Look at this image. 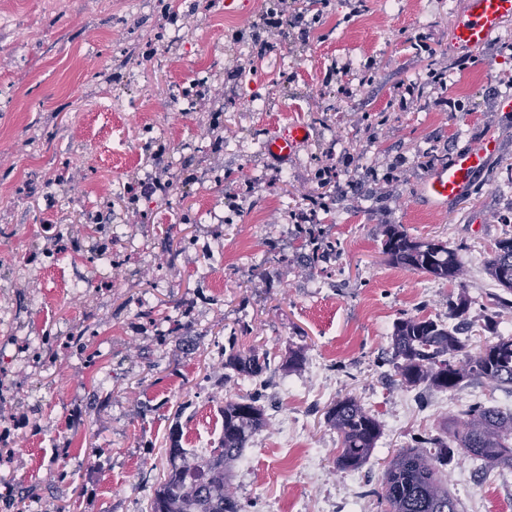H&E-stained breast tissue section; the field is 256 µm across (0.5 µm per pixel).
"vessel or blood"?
I'll use <instances>...</instances> for the list:
<instances>
[{
  "label": "vessel or blood",
  "mask_w": 512,
  "mask_h": 512,
  "mask_svg": "<svg viewBox=\"0 0 512 512\" xmlns=\"http://www.w3.org/2000/svg\"><path fill=\"white\" fill-rule=\"evenodd\" d=\"M511 18L512 0H467L465 8L454 18L452 43L463 51L482 47ZM308 137L306 127L291 125L270 137L265 150L269 158L284 163ZM497 150L496 140L489 138L480 146L456 152L447 164L426 178L421 188L423 199L432 209H445L467 191L475 174Z\"/></svg>",
  "instance_id": "1"
}]
</instances>
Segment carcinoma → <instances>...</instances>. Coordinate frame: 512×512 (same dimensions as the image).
<instances>
[{
    "label": "carcinoma",
    "mask_w": 512,
    "mask_h": 512,
    "mask_svg": "<svg viewBox=\"0 0 512 512\" xmlns=\"http://www.w3.org/2000/svg\"><path fill=\"white\" fill-rule=\"evenodd\" d=\"M383 254L393 265L450 283H461L464 274L462 258L448 243L413 238L397 224L384 240ZM484 269L502 288V293L493 295V304L512 307V300L507 299L512 294L511 235L495 243ZM470 307L464 295L450 306L448 317L458 320L453 327L429 317L408 316L396 322L388 362L402 385L448 390L469 379L512 387V337L499 334L490 319L485 331L493 339L474 346L461 338ZM271 362L268 353L259 356L231 349L224 368L254 381L271 370ZM221 413L224 421L218 444L194 470L176 463L183 449L178 440H172L171 468L148 499L145 512H245L230 491L233 470L266 418L251 394L225 400ZM324 418L338 435L337 468L359 469L381 437L378 419L351 395L330 403ZM455 447L485 467L512 469V411L474 403L454 423L448 437H423L397 452L386 465L378 492L387 512H458L457 500L440 475L452 461Z\"/></svg>",
    "instance_id": "cac0c4a2"
}]
</instances>
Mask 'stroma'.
<instances>
[{"mask_svg": "<svg viewBox=\"0 0 512 512\" xmlns=\"http://www.w3.org/2000/svg\"><path fill=\"white\" fill-rule=\"evenodd\" d=\"M267 2L0 0V512H141L172 433L190 448L250 393L224 377L230 344L308 360L267 375L268 422L233 480L248 512H385L375 491L413 437L442 435L476 397L512 409L511 389H410L381 361L398 318L445 317L462 294L472 343L490 315L512 337L483 270L512 233V113L497 109L512 85L491 76L512 75V20L465 53L451 42L465 0H330L264 53L245 26ZM292 123L311 137L284 165L263 144ZM486 137L498 154L432 210L426 176ZM163 166L180 195L144 192ZM330 167L355 189L317 212L336 257L314 265L296 230ZM392 224L460 248L462 286L389 264ZM347 395L383 430L356 472L337 470L323 415ZM286 446L302 465L281 463ZM446 474L458 512H512V469L487 478L458 454Z\"/></svg>", "mask_w": 512, "mask_h": 512, "instance_id": "obj_1", "label": "stroma"}]
</instances>
